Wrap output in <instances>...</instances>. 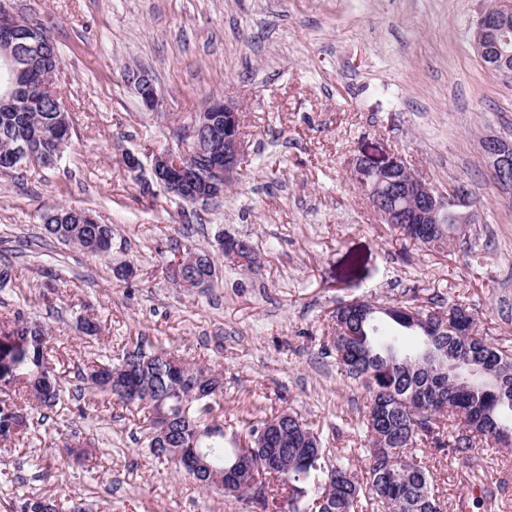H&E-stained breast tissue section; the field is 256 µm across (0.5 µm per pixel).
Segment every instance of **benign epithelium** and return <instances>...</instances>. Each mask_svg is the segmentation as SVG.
Wrapping results in <instances>:
<instances>
[{
  "mask_svg": "<svg viewBox=\"0 0 512 512\" xmlns=\"http://www.w3.org/2000/svg\"><path fill=\"white\" fill-rule=\"evenodd\" d=\"M512 6L495 4L483 9L475 28L480 40L475 42L478 53L484 52L483 40L494 42L499 53L512 55ZM46 34L39 29L20 24L0 7V57L12 64L15 74L22 77L17 91L5 98L10 106L28 104L49 94L58 95L56 79L41 69L42 48ZM128 82L144 108L156 110L158 93L147 94L143 86L154 83L145 70L128 72ZM482 148L490 164L492 178L506 191L512 190L509 170L512 169V142L497 136H488ZM247 156V143L243 135L237 107L231 102H216L192 117L178 130L177 147L165 148L154 154L153 178L166 185L167 194L183 199L191 194L192 201L219 199L228 187L239 179L243 161ZM406 166L400 156H392L379 163L363 155L354 161L356 180L368 193L379 188V180L388 173ZM395 193L409 208L408 217L421 224H437L440 217L470 204L467 188L461 184L447 189L425 180L417 173L405 184H395ZM452 375L461 381L478 379L487 369L473 361H461L450 367Z\"/></svg>",
  "mask_w": 512,
  "mask_h": 512,
  "instance_id": "1",
  "label": "benign epithelium"
}]
</instances>
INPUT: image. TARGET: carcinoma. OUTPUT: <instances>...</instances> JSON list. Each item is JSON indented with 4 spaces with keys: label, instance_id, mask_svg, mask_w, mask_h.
Instances as JSON below:
<instances>
[{
    "label": "carcinoma",
    "instance_id": "1",
    "mask_svg": "<svg viewBox=\"0 0 512 512\" xmlns=\"http://www.w3.org/2000/svg\"><path fill=\"white\" fill-rule=\"evenodd\" d=\"M60 117L58 105L49 98L36 109L25 105L11 112L1 110L0 154H12L26 134L38 132L42 138L35 148L53 156L57 138L66 134ZM53 215L51 211L41 216L48 238L95 254L109 250L110 225L55 224ZM456 223L457 218L449 215L436 227L398 224L396 228L410 240L434 246L448 238L447 231ZM227 239V235L217 236L224 259L234 254L249 265L254 263L255 251L248 240L235 239L238 251L232 254L224 249ZM196 253L205 259L198 274L206 277L207 286L214 278L215 259L207 250ZM397 305L422 313L433 329L410 327L399 312H383L368 301L353 300L336 308L331 336L324 345L345 376L369 395L362 419L371 441V447L361 449L366 457L365 482L358 481L353 472L355 451H341L335 464L325 466L326 449L320 436L287 410L250 423L244 465L223 476V486L211 485L201 476L194 480L206 490L241 495L262 510L267 509L271 490L266 485L254 496L251 484L255 477L276 471L283 485H294L305 500L325 497L324 512H354V506L362 504L371 512H441L429 471L407 459L406 450L420 442L466 458L478 439L512 445V397L502 402L494 392L482 395L451 385L412 356L428 347L450 358L471 354L498 372L512 393V349L484 336H456L449 331L443 315L467 318L469 310L462 305L452 304L444 312L411 300ZM79 377L116 403L145 412L147 448L157 459L174 463L172 449L193 448L220 470L236 453L226 446L224 425L212 416L213 402L223 396L222 379L203 366L186 363L172 349L147 350L137 343L124 348L115 363L108 358L84 365ZM0 382L3 440L27 427L28 414L16 405L9 390L24 392L34 410L56 405L60 381L49 360L48 332L43 325L19 317L0 327ZM160 412L169 416L171 425V434L163 442L156 440L154 432ZM444 414L463 420L465 430L450 435L441 431L437 420ZM19 512H84V508L76 503L66 508L54 499L33 495L22 499Z\"/></svg>",
    "mask_w": 512,
    "mask_h": 512
}]
</instances>
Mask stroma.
I'll return each mask as SVG.
<instances>
[{"label": "stroma", "instance_id": "obj_1", "mask_svg": "<svg viewBox=\"0 0 512 512\" xmlns=\"http://www.w3.org/2000/svg\"><path fill=\"white\" fill-rule=\"evenodd\" d=\"M487 0H0L42 25L62 53L59 89L73 133L53 167L0 174V323L43 324L61 375L56 407L0 440V512L35 495L87 512H253L197 486L143 444L136 409L82 385L77 370L146 337L224 377L214 414L225 433L289 408L325 447L364 448L368 394L324 355L326 323L345 301L456 303L480 335L512 345V199L481 141H512V79L484 68L471 42ZM147 70L160 94L144 111L127 82ZM234 102L247 161L223 199L185 204L142 192L156 150L212 100ZM142 168L132 172L125 155ZM393 155L440 187L472 191L471 223L443 250L404 240L372 209L351 161ZM112 227L96 256L47 238L59 207ZM247 239L248 268L216 256L212 287H176L165 267L184 247ZM131 265L132 277L115 269ZM97 337L77 331L81 318ZM85 417H78V404ZM93 452L68 462L64 441ZM420 460L444 512H512V447Z\"/></svg>", "mask_w": 512, "mask_h": 512}]
</instances>
